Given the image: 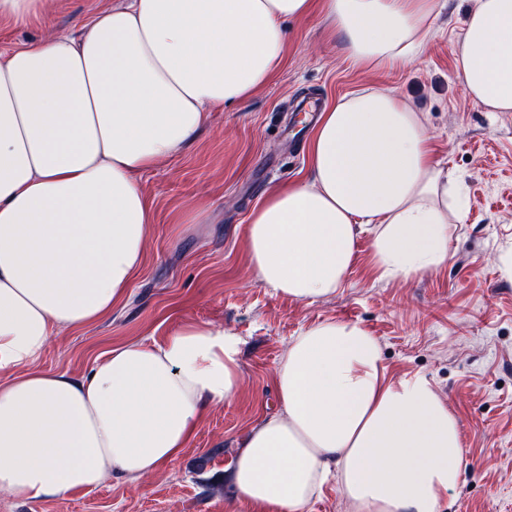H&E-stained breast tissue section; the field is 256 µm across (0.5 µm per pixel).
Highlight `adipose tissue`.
<instances>
[{
	"mask_svg": "<svg viewBox=\"0 0 512 512\" xmlns=\"http://www.w3.org/2000/svg\"><path fill=\"white\" fill-rule=\"evenodd\" d=\"M358 66L416 62L437 0H321ZM312 0H116L0 53V494L43 500L119 476L140 484L177 458L201 418L242 385L240 340L188 321L163 341L110 348L80 377L36 370L54 332L126 296L153 224L135 177L182 150L208 112L244 101L279 66L284 25ZM471 99L512 112V0H475L455 49ZM420 112L366 88L322 108L305 177L249 219L258 282L330 300L360 235L382 277L448 261L468 208L432 155ZM280 411L241 443L232 483L249 512H303L329 477L352 512H445L465 453L424 374L395 379L375 336L327 320L273 370Z\"/></svg>",
	"mask_w": 512,
	"mask_h": 512,
	"instance_id": "adipose-tissue-1",
	"label": "adipose tissue"
}]
</instances>
